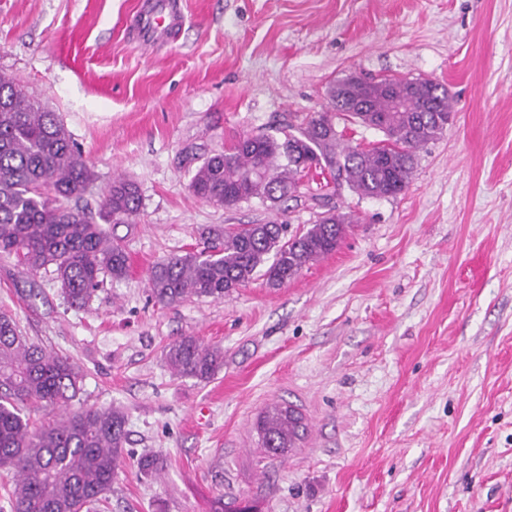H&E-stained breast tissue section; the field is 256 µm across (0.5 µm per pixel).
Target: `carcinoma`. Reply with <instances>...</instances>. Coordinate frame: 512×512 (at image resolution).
Returning <instances> with one entry per match:
<instances>
[{"instance_id":"carcinoma-1","label":"carcinoma","mask_w":512,"mask_h":512,"mask_svg":"<svg viewBox=\"0 0 512 512\" xmlns=\"http://www.w3.org/2000/svg\"><path fill=\"white\" fill-rule=\"evenodd\" d=\"M451 113L448 89L430 79L366 83L348 75L304 126L238 139L204 159L191 187L226 208L252 198L277 204L314 173L324 179L312 194L316 200L344 185L371 198L395 197L411 180L417 150L445 132ZM338 121L376 129L383 138L368 146L346 144ZM93 182L56 113L0 76V253L33 275L52 269L64 300L77 309L88 305L105 278L128 275V255L115 229L134 223L141 208L138 186L116 178L101 204L102 222H96L77 205ZM348 224L350 218L338 212L290 237L286 224L210 229L207 246L153 266L151 295L165 306L193 297L221 300L258 275L280 286L334 251ZM165 358L175 374L200 382L224 365L222 349L195 336L169 344ZM81 379L68 357L35 343L0 312V468L12 474L4 485L12 512H93L112 490L124 462L125 416L114 406L68 410ZM46 406L65 413L34 426L24 410ZM302 428V417L281 405L266 408L256 423L261 447L275 456L295 447ZM166 465L160 453L138 460L145 476Z\"/></svg>"}]
</instances>
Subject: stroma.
Masks as SVG:
<instances>
[{"label":"stroma","mask_w":512,"mask_h":512,"mask_svg":"<svg viewBox=\"0 0 512 512\" xmlns=\"http://www.w3.org/2000/svg\"><path fill=\"white\" fill-rule=\"evenodd\" d=\"M176 38L132 39L137 0H0V75L63 121L96 181L142 205L129 273L88 306L51 272L0 255V311L82 373L73 407H120L128 456L98 512H512V0H179ZM447 87L454 120L389 198L341 189L353 222L292 280L164 306L148 277L208 229L325 212L309 193L225 208L198 198L203 160L243 135L300 126L347 75ZM181 336L220 346L210 381L175 375ZM307 432L259 448L270 405ZM145 452L168 458L141 475Z\"/></svg>","instance_id":"obj_1"}]
</instances>
